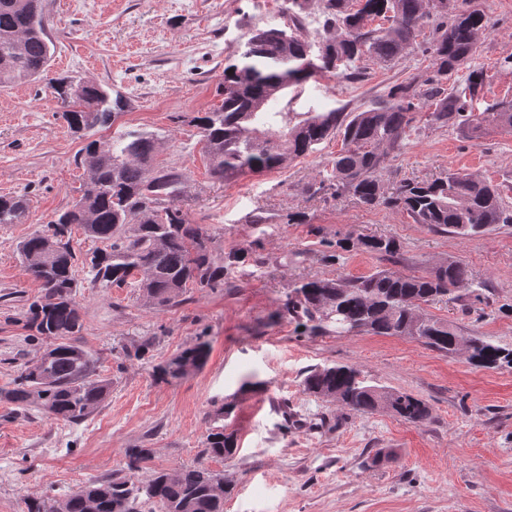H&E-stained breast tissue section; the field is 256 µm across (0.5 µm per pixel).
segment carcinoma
I'll return each mask as SVG.
<instances>
[{
  "mask_svg": "<svg viewBox=\"0 0 512 512\" xmlns=\"http://www.w3.org/2000/svg\"><path fill=\"white\" fill-rule=\"evenodd\" d=\"M311 0H288V25L257 28L235 49L224 66L221 104L191 119L199 129L209 161V175L224 182L246 170L270 172L287 161L313 153L332 135L342 146L318 189L351 194L362 204L403 208L417 224L458 237H472L491 224H512L499 189L472 174L450 173L445 178L405 181L385 196L378 179L388 152L404 146L415 114L429 102L431 121L457 124L478 138L487 126L512 131V102L488 103L475 112L487 74L476 65L480 36L490 18L469 0H320L324 36L317 41L304 34V16ZM379 17L386 27L369 28L367 18ZM432 24L426 51L433 58L434 74L422 94L410 82L395 83L385 98L359 112L329 109L307 112L297 123L289 113L271 111L277 93L307 82L314 73L355 80L356 62L364 56L390 64L411 54L421 29ZM45 0H0V86L31 82L46 71L54 46L47 33ZM465 71L461 90L446 92L448 73ZM66 110L62 113L74 133L110 128L125 111L119 91L79 81H57L53 86ZM160 138L147 129H118L105 148L88 141L79 152L80 163L94 171L73 205L56 214L46 228L18 245L29 272L40 281L44 295L28 304L27 326L55 340L48 356L25 368L15 387L0 397L26 408L38 403L55 419L77 423L107 396L111 382L90 380L95 360L71 342L82 328L73 276L76 253L71 227L84 224L88 237L104 244L100 254L86 261L91 281L122 288L134 285L151 305L166 307L181 302L191 289L205 291L224 283V266L216 263L212 237L191 224L178 205L184 194L182 174L154 163ZM28 209L24 194L0 196V225L19 224ZM369 251L391 260L400 245L392 237L363 241ZM473 285L467 265L450 259L423 275L381 270L366 277L316 278L297 282L285 307L304 322L313 336L334 331L378 336H407L417 319L425 331L421 342L445 354L456 353L458 331L424 313L423 306ZM470 361L489 368L512 367V349L483 336L470 337ZM209 346L199 342L186 348L156 373L164 380L181 379V368L198 370L207 362ZM303 390L333 396L352 411L371 414L378 403L361 371L353 366L315 368L302 381ZM392 413L423 425L430 419L424 401L397 393ZM237 451L234 432L215 426L206 437L205 452L212 458H230ZM150 455L147 448L128 451V473L92 481L61 500L64 512H143L146 504L171 512H224L221 489L224 476L210 469L178 467L154 472L142 483L135 473Z\"/></svg>",
  "mask_w": 512,
  "mask_h": 512,
  "instance_id": "obj_1",
  "label": "carcinoma"
}]
</instances>
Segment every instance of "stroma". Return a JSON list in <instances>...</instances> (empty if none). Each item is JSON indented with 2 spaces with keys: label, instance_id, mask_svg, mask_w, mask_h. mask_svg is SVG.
<instances>
[{
  "label": "stroma",
  "instance_id": "1",
  "mask_svg": "<svg viewBox=\"0 0 512 512\" xmlns=\"http://www.w3.org/2000/svg\"><path fill=\"white\" fill-rule=\"evenodd\" d=\"M492 20L477 63L488 71L487 100L512 101V0H475ZM56 46L55 77H75L120 90L129 106L120 125L160 129L156 164L180 170L181 208L213 238L224 285L188 291L181 303L149 306L137 288L90 282L83 261L96 244L73 232L78 257L76 301L82 330L74 343L97 360L111 381L109 396L76 424L38 405L0 400V512H27L30 502L64 499L79 486L125 473L131 448L150 449L137 474L203 466L221 473L233 492L224 512H512V369L471 365L408 336L333 332L308 335L286 311L291 286L311 278H351L380 269L421 275L463 260L472 290L425 305L430 316L464 336L512 347V224H494L460 238L414 223L406 211L368 207L333 190L313 191L341 147L332 138L282 168L211 179L197 113L219 105L224 58L253 27L284 21L285 0H45ZM350 81L318 74L290 88L278 108L352 112L387 87L426 89L430 54L414 51L396 63L362 64ZM43 83L0 87V195L27 193L19 224L0 225V390L14 387L23 366L47 347L26 324L41 288L17 254L22 238L71 206L85 178L76 163L84 144L61 117ZM469 173L504 186L512 210V133L487 128L470 138L456 126L416 116L400 151L378 172L385 193L402 182ZM268 223H253L255 213ZM300 216L297 224L289 215ZM396 238L385 260L364 238ZM237 262H230L232 254ZM208 342L206 364L178 380L155 368L197 342ZM360 369L371 384L425 401L421 426L381 409L372 414L304 392L315 367ZM233 402L227 420L239 450L213 458L205 440L218 407Z\"/></svg>",
  "mask_w": 512,
  "mask_h": 512
}]
</instances>
